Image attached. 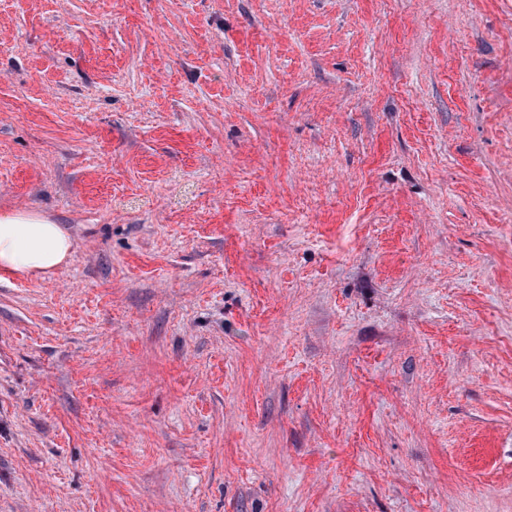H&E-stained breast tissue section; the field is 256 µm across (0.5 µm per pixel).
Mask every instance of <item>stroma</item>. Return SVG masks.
<instances>
[{
  "label": "stroma",
  "mask_w": 512,
  "mask_h": 512,
  "mask_svg": "<svg viewBox=\"0 0 512 512\" xmlns=\"http://www.w3.org/2000/svg\"><path fill=\"white\" fill-rule=\"evenodd\" d=\"M0 512H512V0H0ZM74 239L62 224L16 211L0 215V278L42 277L67 265Z\"/></svg>",
  "instance_id": "obj_1"
}]
</instances>
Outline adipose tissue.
<instances>
[{"mask_svg":"<svg viewBox=\"0 0 512 512\" xmlns=\"http://www.w3.org/2000/svg\"><path fill=\"white\" fill-rule=\"evenodd\" d=\"M73 255L74 239L63 225L21 211L0 215V278L50 275Z\"/></svg>","mask_w":512,"mask_h":512,"instance_id":"obj_1","label":"adipose tissue"}]
</instances>
